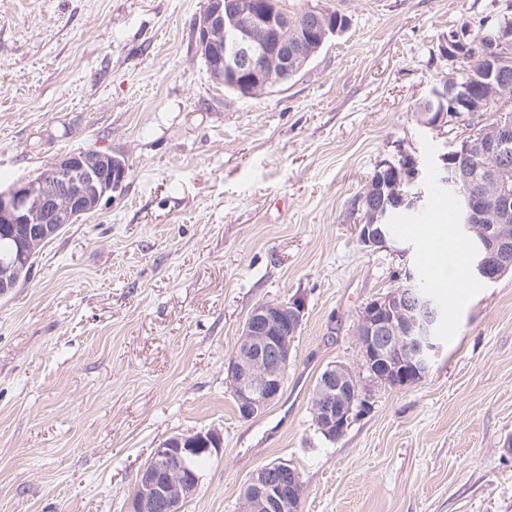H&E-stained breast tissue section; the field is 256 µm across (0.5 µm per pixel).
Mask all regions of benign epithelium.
<instances>
[{
    "label": "benign epithelium",
    "mask_w": 512,
    "mask_h": 512,
    "mask_svg": "<svg viewBox=\"0 0 512 512\" xmlns=\"http://www.w3.org/2000/svg\"><path fill=\"white\" fill-rule=\"evenodd\" d=\"M269 5V0H254L250 8L242 0H208L206 10L194 20L197 46L209 62V73L246 95L263 93L288 75L299 73L324 39L339 32L336 15L313 7L296 23L290 40L281 34L283 16ZM469 35L465 28L451 32L443 55L463 59L470 48ZM481 38L490 52L512 45L494 23L483 27ZM424 101L427 111L421 113L422 122L435 128L457 119L461 108L474 116L484 111L489 101L506 112L512 106L509 74L495 71L486 94L473 97L468 82L456 70L433 87ZM462 146L443 155L439 170L448 190L467 189L461 227L476 237L471 273L494 283L512 271V236L505 224L512 217V188L499 178L500 166L512 159V122L499 121L478 135L471 130ZM473 153L485 161L483 176L472 169L469 156ZM418 175V160L407 153L376 166L360 197L361 205L370 209V216L358 225L363 245L387 248L393 243L386 224V203L397 200L417 207L421 196L404 193V187L413 184ZM126 177L127 168L120 159L88 150L64 156L41 176L0 189V228L15 237L18 246L16 255L0 257V297L17 286L26 258L74 220L95 212L120 190ZM303 314L304 308L296 300H272L257 304L246 318L227 367L241 418L261 414L278 397ZM439 317L437 300L423 291L414 271L405 270L397 288L357 313L362 369L369 370L370 379L394 387L423 380L439 355L433 339ZM317 393L313 413L320 429L336 439L371 407L363 377L344 364L327 369ZM222 446V434L216 429L162 441L139 470L125 512H183L201 480L191 467L193 460L218 453ZM302 498L299 473L279 462L259 468L244 490L251 512H285Z\"/></svg>",
    "instance_id": "benign-epithelium-1"
}]
</instances>
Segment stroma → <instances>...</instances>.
I'll list each match as a JSON object with an SVG mask.
<instances>
[{"mask_svg":"<svg viewBox=\"0 0 512 512\" xmlns=\"http://www.w3.org/2000/svg\"><path fill=\"white\" fill-rule=\"evenodd\" d=\"M208 0H0V187L64 154L124 159L123 191L67 225L0 298V512H125L172 435L216 428L184 512H242L260 466L304 485L302 512H512V275L443 290L431 373L376 383L336 440L312 419L327 366L359 367L355 316L421 267L403 233L367 247L359 198L376 165L433 170L464 128L418 103L454 61L449 32L512 0H287L346 29L296 76L243 97L213 80L192 23ZM301 301L284 386L237 413L227 366L259 302Z\"/></svg>","mask_w":512,"mask_h":512,"instance_id":"1","label":"stroma"}]
</instances>
